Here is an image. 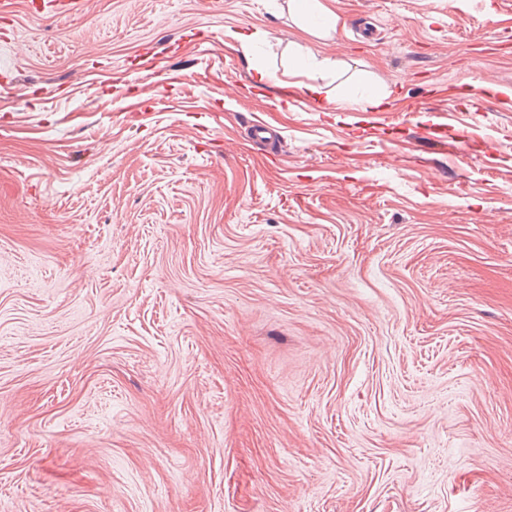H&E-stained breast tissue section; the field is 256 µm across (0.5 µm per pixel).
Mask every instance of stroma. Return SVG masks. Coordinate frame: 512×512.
Wrapping results in <instances>:
<instances>
[{
	"mask_svg": "<svg viewBox=\"0 0 512 512\" xmlns=\"http://www.w3.org/2000/svg\"><path fill=\"white\" fill-rule=\"evenodd\" d=\"M326 2L0 9V512H512V0ZM288 6L306 25H309L312 19L319 20V25L312 30L317 35L329 36L336 31L338 17L323 0H290Z\"/></svg>",
	"mask_w": 512,
	"mask_h": 512,
	"instance_id": "obj_1",
	"label": "stroma"
}]
</instances>
